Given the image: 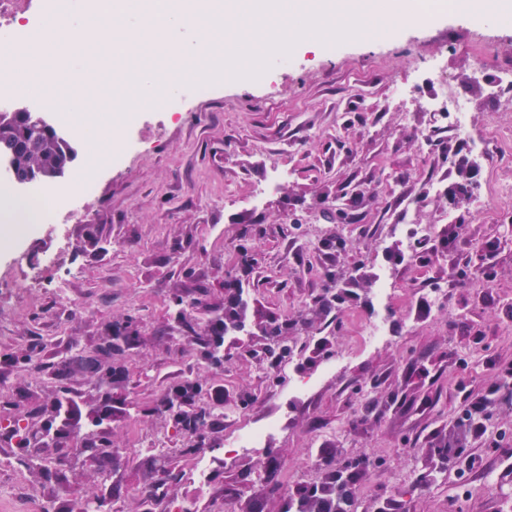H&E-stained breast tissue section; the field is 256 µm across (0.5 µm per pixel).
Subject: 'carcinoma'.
<instances>
[{
    "instance_id": "cac0c4a2",
    "label": "carcinoma",
    "mask_w": 512,
    "mask_h": 512,
    "mask_svg": "<svg viewBox=\"0 0 512 512\" xmlns=\"http://www.w3.org/2000/svg\"><path fill=\"white\" fill-rule=\"evenodd\" d=\"M78 157L76 143L72 142L44 117L35 118L25 110H0V158L8 160L10 177L19 184L38 182L51 185L71 175ZM322 292L311 298L305 311L293 316L259 315L258 329L263 343L250 346L248 354L266 361L272 370L270 381L276 380L273 370L280 361L290 357L296 345L289 342L292 333L327 319L348 301L360 298L359 292L368 289L362 267L351 271H325ZM245 280L229 276L224 280V305L221 314L203 320L187 312L183 300L174 298L176 309L171 330L190 338L198 360L224 373V359L218 357L224 338L245 328L247 304L243 300ZM139 345V331L135 319L112 324L103 342L93 351H76L69 358L50 365L55 397L46 403L30 402L23 389L6 387L0 383V444L15 448L17 459L28 468H37L59 486H68L67 476L60 468H50L41 457L46 424L58 419L68 433L84 434V441L76 453L100 463L112 459L115 448L105 428L112 416L125 410L126 401L120 398L106 400L100 407L86 413V423L74 422L81 413L77 397L71 395L69 383L82 377L96 390L115 386L123 380V362ZM213 380L168 389L153 412L171 422L187 439L182 455L188 457L207 447L208 433L217 419L209 395ZM489 414L483 405L460 413L449 422L440 417L433 431L432 445L422 463V470L414 481L398 494L375 502L373 512H406L403 497L415 490L428 488L454 465L465 448L469 434L485 428ZM378 462L362 455H338L336 449L325 448L320 454L319 476L312 482H300L288 492L282 512H357L360 485L369 470ZM266 474L267 491L273 493L281 487L276 480L280 465L276 456L262 466Z\"/></svg>"
}]
</instances>
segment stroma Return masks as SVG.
<instances>
[{
	"mask_svg": "<svg viewBox=\"0 0 512 512\" xmlns=\"http://www.w3.org/2000/svg\"><path fill=\"white\" fill-rule=\"evenodd\" d=\"M291 66L273 62L258 80L225 82L222 90L180 93L184 109L151 108L117 137L123 164L90 174L93 190L74 211L55 207L33 237L0 247V383L34 397L53 392L48 374L17 371L9 355L34 351L44 364L74 349L94 348L111 324L134 317L140 343L130 357L122 392L133 411L113 416L108 430L123 456L114 458L116 512H142L159 479L145 441L162 439L177 475L175 504L211 512L225 485L257 468L250 452L224 449L216 426L209 489L189 480L178 450L184 443L148 412L170 384L211 376L188 340L169 329L172 300L212 305L224 298V277L236 246L248 237L258 260L244 288V331L225 339L233 357L224 365V405L252 402L240 424L276 422L267 438L282 469L300 481L307 455L335 448L384 458L362 489V505L393 495L422 465L438 415L490 399L491 420L475 434L461 466L475 478L492 476L494 496L461 497L458 469L408 498V512H512V204H483L489 184L512 183V156L479 151L487 131H512V23L439 13L406 23L392 41L359 38L336 54L293 50ZM469 106L470 129L454 131L447 111H430L435 98ZM475 162L462 205L447 191L462 160ZM264 191L261 207L252 198ZM359 214L355 224L334 218L337 204ZM432 228L414 247V231ZM341 238L343 249L330 247ZM484 256L492 275L482 288L459 276ZM362 266L370 281L393 287L386 340L352 345L357 321L375 316L374 295L339 311L338 325L301 332V353L283 361L277 382L241 345L255 343L256 312L301 310L320 292V271ZM422 280L410 285L408 270ZM30 287H21L23 279ZM450 287L449 302L433 289ZM344 363L329 370V355ZM425 369L432 385L409 374ZM310 396L289 392L294 379ZM362 388L375 410L361 413L351 391ZM237 408V407H236ZM36 470L17 464L0 447V512H60L66 500Z\"/></svg>",
	"mask_w": 512,
	"mask_h": 512,
	"instance_id": "1",
	"label": "stroma"
}]
</instances>
